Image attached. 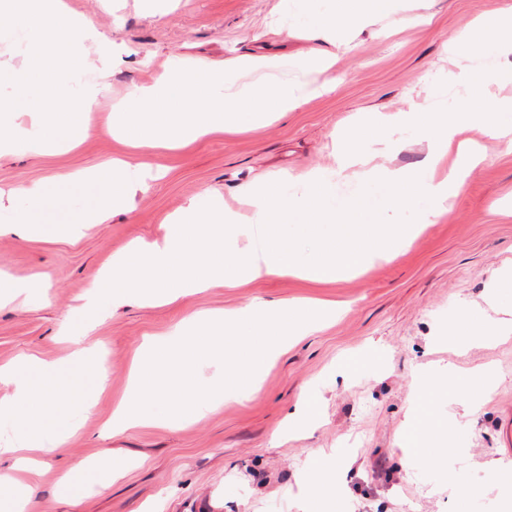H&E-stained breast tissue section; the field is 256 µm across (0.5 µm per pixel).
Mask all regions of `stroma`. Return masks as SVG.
Masks as SVG:
<instances>
[{
	"mask_svg": "<svg viewBox=\"0 0 512 512\" xmlns=\"http://www.w3.org/2000/svg\"><path fill=\"white\" fill-rule=\"evenodd\" d=\"M100 35L87 42L119 54L112 94L77 147L65 153L21 152L0 159V190L27 206L24 187L63 171L135 158L161 170L127 210L92 224L78 239L17 238L0 230V277L37 280L41 295H18L0 306V365L23 355L51 361L73 348L64 336L72 308L92 280L136 241L165 233L166 219L195 197L222 195L226 208L249 216L238 188L288 172L335 166L336 133L363 112L394 114L411 104L453 105L456 66L444 47L477 19L512 7V0H431L425 17L397 11L349 33V49L313 38L307 26L284 32L273 21L281 0H66ZM333 52L329 89L288 116L258 129L225 134L173 152L135 150L113 134L106 112L133 86L162 74L172 57L212 67L256 53L300 56ZM485 160L466 178L448 212L427 226L395 260L377 262L333 284L290 276L244 287L216 288L159 307L100 303L89 341L110 357V378L48 472L26 512H308L307 489L320 456L343 463V481L327 512H512V473L489 468L512 462V325L504 337L472 345L452 336L464 316L495 326L512 322V296H498L512 275V153L483 138ZM268 302L327 299L345 305L331 325L289 347L248 397L225 402L194 423L171 429L132 428L117 436L104 423L128 386L130 361L144 338L173 332L192 313ZM488 368L491 388L461 405L446 385ZM422 371L433 380L413 389ZM316 394L320 419L288 429L289 414ZM465 444L453 452L441 441ZM122 455L135 465L105 491L73 505L54 485L68 465Z\"/></svg>",
	"mask_w": 512,
	"mask_h": 512,
	"instance_id": "35a3bbf8",
	"label": "stroma"
}]
</instances>
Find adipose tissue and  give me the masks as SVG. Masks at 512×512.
<instances>
[{
	"label": "adipose tissue",
	"mask_w": 512,
	"mask_h": 512,
	"mask_svg": "<svg viewBox=\"0 0 512 512\" xmlns=\"http://www.w3.org/2000/svg\"><path fill=\"white\" fill-rule=\"evenodd\" d=\"M387 6V0H336L335 10L307 14L306 21L319 36L338 39L344 47L346 32L373 24ZM508 50L512 9L486 17L476 34L448 45L458 68L454 108L430 103L395 114L363 113L341 132L335 168L242 186L241 196L252 213L249 220L212 197L189 202L169 217L161 240L135 242L113 256L111 266L93 280L80 312H92L102 299L160 306L270 276L331 284L375 261L396 258L424 225L446 213L449 200L484 161L485 151L470 131L482 130L512 152V123L504 119L512 112V101L489 95L484 64ZM335 62L332 54L295 61L259 55L238 62L230 76L176 58L161 77L135 86L113 104L112 130L133 148L175 150L259 128L323 90ZM396 129L412 131L429 144L415 169H391L371 161L373 154L393 148L391 133ZM142 170V164L116 159L105 167L60 175V187H89L94 199L56 225L55 233L78 237L86 225L105 223L113 211L127 208L144 186ZM375 183L382 193L372 200L364 190ZM24 193L29 206L23 211L0 199V223L26 239L45 231L37 213L48 203L50 190L37 182ZM404 200L420 205L419 223L374 221L376 210L395 209ZM244 235L250 244L243 249L238 241ZM309 237L319 238L321 247L305 256L298 242ZM107 375L105 360L80 336L64 358L45 361L26 355L0 368V381L13 386L10 395L0 397V457L14 460L11 471L0 475V512H25L46 458L60 454L72 428L70 409L89 408L105 391ZM127 466L120 456L77 461L59 480V492L77 501L88 480L109 487Z\"/></svg>",
	"instance_id": "adipose-tissue-1"
}]
</instances>
